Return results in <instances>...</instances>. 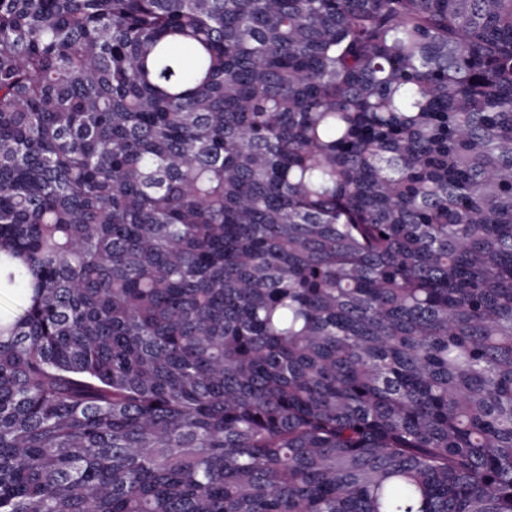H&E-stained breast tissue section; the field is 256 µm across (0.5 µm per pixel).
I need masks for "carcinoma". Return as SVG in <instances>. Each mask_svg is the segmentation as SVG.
<instances>
[{"label": "carcinoma", "mask_w": 512, "mask_h": 512, "mask_svg": "<svg viewBox=\"0 0 512 512\" xmlns=\"http://www.w3.org/2000/svg\"><path fill=\"white\" fill-rule=\"evenodd\" d=\"M0 512H512V0H0Z\"/></svg>", "instance_id": "1"}]
</instances>
